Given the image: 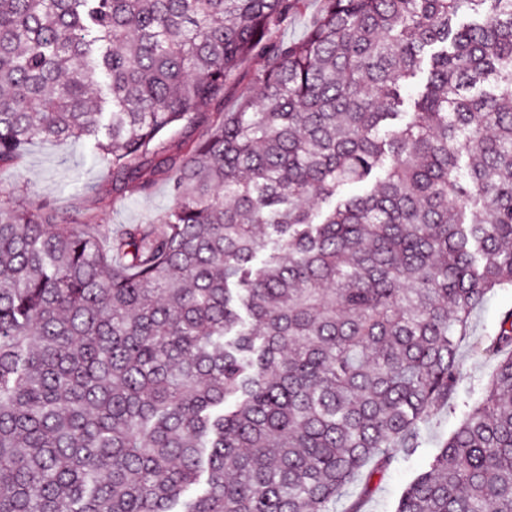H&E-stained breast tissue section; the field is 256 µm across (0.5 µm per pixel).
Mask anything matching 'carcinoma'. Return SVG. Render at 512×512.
<instances>
[{
    "instance_id": "obj_1",
    "label": "carcinoma",
    "mask_w": 512,
    "mask_h": 512,
    "mask_svg": "<svg viewBox=\"0 0 512 512\" xmlns=\"http://www.w3.org/2000/svg\"><path fill=\"white\" fill-rule=\"evenodd\" d=\"M305 2L0 0V166L60 140L142 194L176 170L116 232L0 202V512H334L449 406L512 288V0H322L278 40ZM479 350L395 512H512V310ZM320 7V0H307L305 7L288 20V25L280 31L279 36L285 41L300 38L306 31L310 19ZM264 60L260 56L251 57L226 83L224 88V109L233 108L237 99L244 93L253 95L259 93V87L254 83L255 73L262 68ZM512 309V288L496 291L473 314L470 338L459 349V360L465 378L459 386L453 410L439 409L423 430L420 448L411 456L392 450L394 459L381 474L376 475L369 493L364 497L366 512H393L394 504L402 490L421 472L427 469L440 444L448 439L460 423L466 407L481 395L494 362L475 349V343L493 336L503 314Z\"/></svg>"
}]
</instances>
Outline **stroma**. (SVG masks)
Here are the masks:
<instances>
[{
  "label": "stroma",
  "mask_w": 512,
  "mask_h": 512,
  "mask_svg": "<svg viewBox=\"0 0 512 512\" xmlns=\"http://www.w3.org/2000/svg\"><path fill=\"white\" fill-rule=\"evenodd\" d=\"M0 200L21 206L47 201L55 207L60 223L88 221L112 230L148 222L172 203L167 181L157 182L146 195L115 186L90 145L51 140L33 144L19 164L0 168ZM510 309L512 288H503L474 313L470 338L459 349L465 378L455 408L439 409L426 424L416 452L410 456L395 453L391 465L375 476L370 489L353 484L338 505L340 512L359 499L365 512H393L402 490L427 469L440 444L456 429L466 404L480 396L494 362L478 353L475 344L494 335Z\"/></svg>",
  "instance_id": "obj_1"
}]
</instances>
